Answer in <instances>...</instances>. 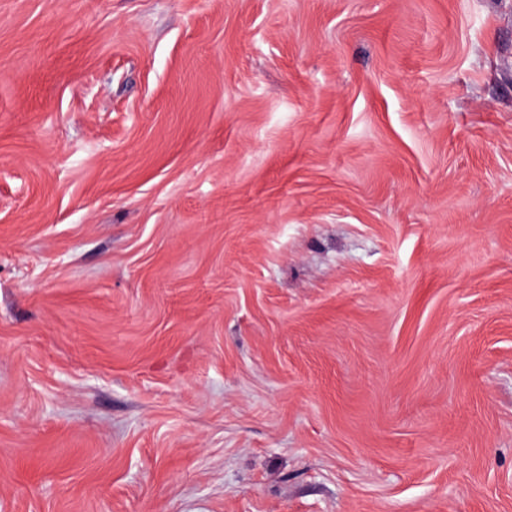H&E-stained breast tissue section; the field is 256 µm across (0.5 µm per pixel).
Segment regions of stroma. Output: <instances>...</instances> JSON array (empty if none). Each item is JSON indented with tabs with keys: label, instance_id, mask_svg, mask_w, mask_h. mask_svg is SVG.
<instances>
[{
	"label": "stroma",
	"instance_id": "stroma-1",
	"mask_svg": "<svg viewBox=\"0 0 512 512\" xmlns=\"http://www.w3.org/2000/svg\"><path fill=\"white\" fill-rule=\"evenodd\" d=\"M0 512H512V0H0Z\"/></svg>",
	"mask_w": 512,
	"mask_h": 512
}]
</instances>
